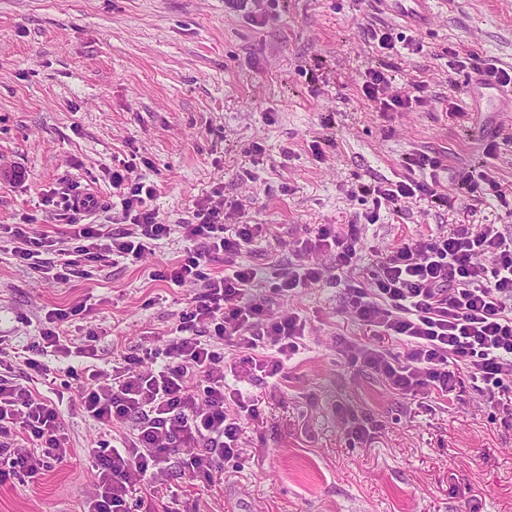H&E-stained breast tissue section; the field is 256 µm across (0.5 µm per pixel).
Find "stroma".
Instances as JSON below:
<instances>
[{
  "mask_svg": "<svg viewBox=\"0 0 512 512\" xmlns=\"http://www.w3.org/2000/svg\"><path fill=\"white\" fill-rule=\"evenodd\" d=\"M387 30L422 51L385 53L376 35ZM459 53L512 68V0H435L423 27L374 0H253L246 11L225 0H0V225L68 237L61 193L73 186L105 205L88 223L124 228L112 169L132 160L156 188L146 208L172 227L154 254L82 264L64 281L33 272L14 254L18 240L0 237V344L27 349L48 311L75 307L68 344L95 337V355L55 353L48 362L59 371L108 372L121 355L164 347L195 289L157 272L180 259L182 225L212 204L225 224L262 225L243 265L291 266L317 225L356 223L354 277L365 284L394 247L465 220L512 236V205L476 199L463 214L413 199L371 224V200L348 195L405 175V158L419 154L439 158L440 180L453 187L490 140L492 174L512 189V112L479 111ZM381 67L391 91L425 82L422 102L379 111L361 86ZM345 302L329 273L272 298L271 312L306 316L299 352L283 357L278 377L251 385L264 398L261 418L244 430L222 483L192 484L166 465L155 512H512V389L493 394L470 379L448 398L391 389L340 349L356 342L396 354L402 345L367 335ZM60 410L69 458L37 481L0 484V512H82L91 497L97 474L85 450L114 434L84 417L77 396ZM348 410L370 440L349 445Z\"/></svg>",
  "mask_w": 512,
  "mask_h": 512,
  "instance_id": "obj_1",
  "label": "stroma"
}]
</instances>
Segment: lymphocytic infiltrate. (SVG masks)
<instances>
[{
  "mask_svg": "<svg viewBox=\"0 0 512 512\" xmlns=\"http://www.w3.org/2000/svg\"><path fill=\"white\" fill-rule=\"evenodd\" d=\"M124 163L112 174L113 189L122 191V208L133 217L129 229L113 231L103 224L73 225L69 239L70 266L101 263L111 257L141 259L154 252L170 232L158 223L145 200L156 190ZM489 192L505 199L501 184L486 170L469 169L457 176L456 193L448 195L438 178L408 177L378 185L362 183L352 196L370 198L374 210H397L414 198L431 202L466 203ZM187 246L180 260L159 276L175 285L202 284L186 301L176 336L164 348H142L123 356L114 373L89 371L78 379L79 409L98 426L126 425L131 435L118 447L97 444L88 456L98 474L87 512H129L138 490L159 480L162 466L174 462L189 479L214 482L224 464L240 455L239 441L247 425L258 421L262 401L243 395L240 384L257 375L276 376L283 354L296 353L306 321L288 312L270 317L266 299L254 290L262 275L239 264L242 249L257 237V224L226 229L217 207L199 210L196 221L182 227ZM303 254L330 256L336 271L353 272L362 247L356 227L340 233L318 226L299 245ZM224 273L210 275L216 257ZM322 267L293 265L267 281L271 293L288 296L319 283ZM348 312L371 335L396 339L403 354L364 344L345 345L349 365L367 368L396 391L409 396H449L463 376L502 388L512 379V237L497 225H459L449 235L400 244L382 258L371 287L347 283ZM68 310L48 312L47 327L29 348L23 363L38 376L47 375L43 361L59 349V323ZM239 349V360L228 361L225 348ZM14 367L0 359V483L36 481L51 466L66 461L69 437L54 404L19 383Z\"/></svg>",
  "mask_w": 512,
  "mask_h": 512,
  "instance_id": "obj_1",
  "label": "lymphocytic infiltrate"
}]
</instances>
